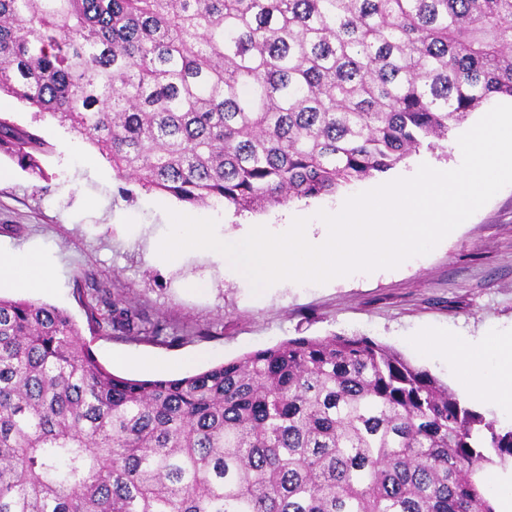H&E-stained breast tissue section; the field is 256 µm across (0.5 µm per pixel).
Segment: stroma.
Wrapping results in <instances>:
<instances>
[{"instance_id": "stroma-1", "label": "stroma", "mask_w": 512, "mask_h": 512, "mask_svg": "<svg viewBox=\"0 0 512 512\" xmlns=\"http://www.w3.org/2000/svg\"><path fill=\"white\" fill-rule=\"evenodd\" d=\"M0 114L38 128L53 151L44 176L0 153V250H36L53 260V285L40 300L66 310L81 339L108 371L152 379L154 364L169 377L202 372L243 354L306 336L363 335L400 352L447 385L457 362L424 353L415 339L447 335L480 338L512 333V186L499 191L430 253L396 269H380L325 284L282 283L253 294L225 277L213 256L188 251L178 262L155 258L169 229L168 210L217 219L223 232L244 224H276L283 213L302 215L397 179L429 161L448 170L458 163L460 134L483 116L473 112L434 148H420L388 173L342 188L336 195L287 207L235 212L221 205L193 207L134 179L117 176L89 142L50 116L0 95ZM106 287L132 300L151 321L177 330L175 344L115 336L89 325L79 291ZM118 355L129 363L114 364Z\"/></svg>"}]
</instances>
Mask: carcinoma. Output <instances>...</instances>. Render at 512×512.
Wrapping results in <instances>:
<instances>
[{"mask_svg":"<svg viewBox=\"0 0 512 512\" xmlns=\"http://www.w3.org/2000/svg\"><path fill=\"white\" fill-rule=\"evenodd\" d=\"M0 93L148 191L237 211L333 195L512 99V0H0ZM0 152L52 146L0 116ZM114 334L163 331L120 294ZM512 428L365 336L124 378L72 316L0 298V512H497Z\"/></svg>","mask_w":512,"mask_h":512,"instance_id":"cac0c4a2","label":"carcinoma"}]
</instances>
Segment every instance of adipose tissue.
I'll return each instance as SVG.
<instances>
[{
	"label": "adipose tissue",
	"instance_id": "adipose-tissue-1",
	"mask_svg": "<svg viewBox=\"0 0 512 512\" xmlns=\"http://www.w3.org/2000/svg\"><path fill=\"white\" fill-rule=\"evenodd\" d=\"M4 274L15 275L22 287L45 288L52 282V264L38 251H0V276ZM422 344L458 360L457 387L462 394L495 401L512 412V336H437Z\"/></svg>",
	"mask_w": 512,
	"mask_h": 512
}]
</instances>
